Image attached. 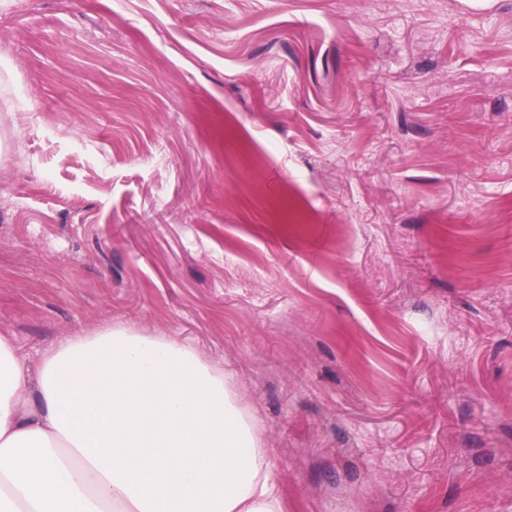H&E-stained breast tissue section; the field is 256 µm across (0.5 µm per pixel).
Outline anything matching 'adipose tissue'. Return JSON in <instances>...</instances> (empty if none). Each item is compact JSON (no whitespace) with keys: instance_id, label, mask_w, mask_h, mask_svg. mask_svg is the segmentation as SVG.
Listing matches in <instances>:
<instances>
[{"instance_id":"1","label":"adipose tissue","mask_w":512,"mask_h":512,"mask_svg":"<svg viewBox=\"0 0 512 512\" xmlns=\"http://www.w3.org/2000/svg\"><path fill=\"white\" fill-rule=\"evenodd\" d=\"M0 512H283L223 369L109 325L38 360L0 335Z\"/></svg>"}]
</instances>
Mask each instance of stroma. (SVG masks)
<instances>
[{"label": "stroma", "mask_w": 512, "mask_h": 512, "mask_svg": "<svg viewBox=\"0 0 512 512\" xmlns=\"http://www.w3.org/2000/svg\"><path fill=\"white\" fill-rule=\"evenodd\" d=\"M111 321L285 512H512V0H0V333Z\"/></svg>", "instance_id": "stroma-1"}]
</instances>
